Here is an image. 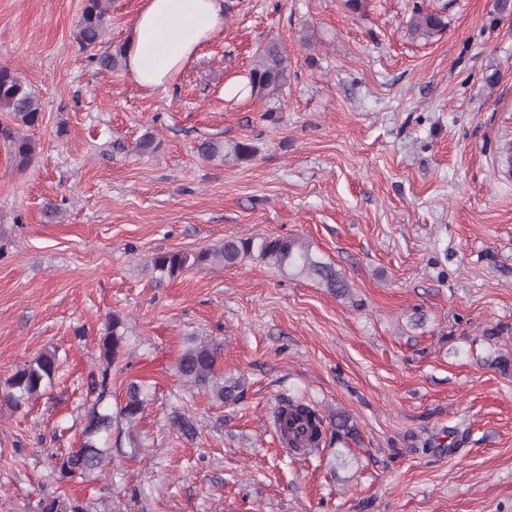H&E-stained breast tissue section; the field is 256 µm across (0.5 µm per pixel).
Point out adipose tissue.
Masks as SVG:
<instances>
[{
	"instance_id": "obj_1",
	"label": "adipose tissue",
	"mask_w": 512,
	"mask_h": 512,
	"mask_svg": "<svg viewBox=\"0 0 512 512\" xmlns=\"http://www.w3.org/2000/svg\"><path fill=\"white\" fill-rule=\"evenodd\" d=\"M224 29V0H144L127 34L126 69L145 89L166 87Z\"/></svg>"
}]
</instances>
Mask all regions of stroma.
Listing matches in <instances>:
<instances>
[{"instance_id": "1", "label": "stroma", "mask_w": 512, "mask_h": 512, "mask_svg": "<svg viewBox=\"0 0 512 512\" xmlns=\"http://www.w3.org/2000/svg\"><path fill=\"white\" fill-rule=\"evenodd\" d=\"M141 3L112 0L100 49L124 48ZM85 5L0 0V66L41 112L28 165L0 142V512L62 492L90 512H512V373L488 364L512 360V14L494 0H225L223 32L151 91L76 43ZM416 8L442 34L413 39ZM271 40L290 57L280 99L225 98ZM208 136L256 154L206 161ZM262 236L309 243L351 299L250 258L152 279L156 254ZM114 314L126 343L109 402L145 385L141 448L113 454L111 483L64 486L53 457L80 445ZM190 336L223 342L216 371L245 379L240 402L178 380ZM46 351L52 386L11 409L8 379ZM289 396L345 412L358 439L283 453L273 416ZM449 426L456 451L423 447Z\"/></svg>"}]
</instances>
